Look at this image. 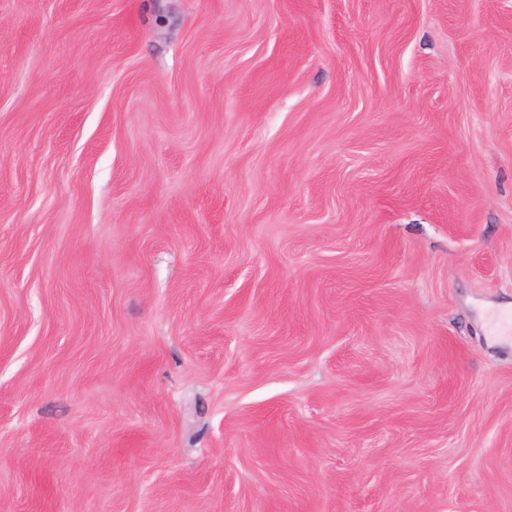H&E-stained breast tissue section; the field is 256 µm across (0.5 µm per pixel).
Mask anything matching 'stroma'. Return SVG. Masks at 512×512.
I'll return each instance as SVG.
<instances>
[{
    "instance_id": "stroma-1",
    "label": "stroma",
    "mask_w": 512,
    "mask_h": 512,
    "mask_svg": "<svg viewBox=\"0 0 512 512\" xmlns=\"http://www.w3.org/2000/svg\"><path fill=\"white\" fill-rule=\"evenodd\" d=\"M512 0H0V512H512Z\"/></svg>"
}]
</instances>
